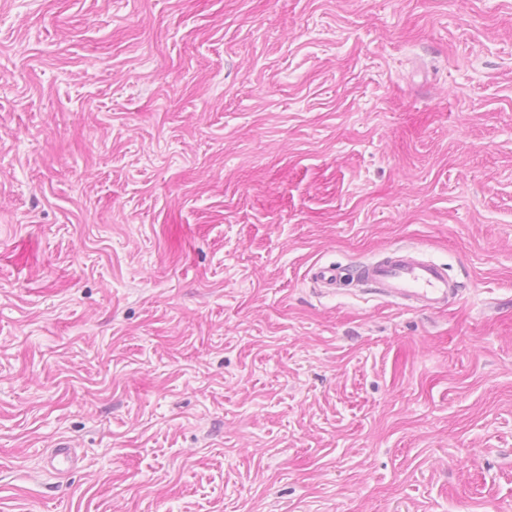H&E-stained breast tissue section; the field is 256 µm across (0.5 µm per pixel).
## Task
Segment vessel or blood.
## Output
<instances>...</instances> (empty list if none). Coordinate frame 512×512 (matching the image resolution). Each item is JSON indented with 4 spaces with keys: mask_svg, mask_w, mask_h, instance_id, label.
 Wrapping results in <instances>:
<instances>
[{
    "mask_svg": "<svg viewBox=\"0 0 512 512\" xmlns=\"http://www.w3.org/2000/svg\"><path fill=\"white\" fill-rule=\"evenodd\" d=\"M355 277L386 297L408 299L429 310L446 305L454 292L442 267L418 259L408 247L396 249L387 261L359 266Z\"/></svg>",
    "mask_w": 512,
    "mask_h": 512,
    "instance_id": "1",
    "label": "vessel or blood"
}]
</instances>
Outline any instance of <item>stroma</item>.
Instances as JSON below:
<instances>
[{
  "instance_id": "35a3bbf8",
  "label": "stroma",
  "mask_w": 512,
  "mask_h": 512,
  "mask_svg": "<svg viewBox=\"0 0 512 512\" xmlns=\"http://www.w3.org/2000/svg\"><path fill=\"white\" fill-rule=\"evenodd\" d=\"M0 512H512V0H0ZM355 277L388 298L415 301L429 310L446 305L456 291L442 267L419 260L409 247L396 249L387 261L359 266Z\"/></svg>"
}]
</instances>
